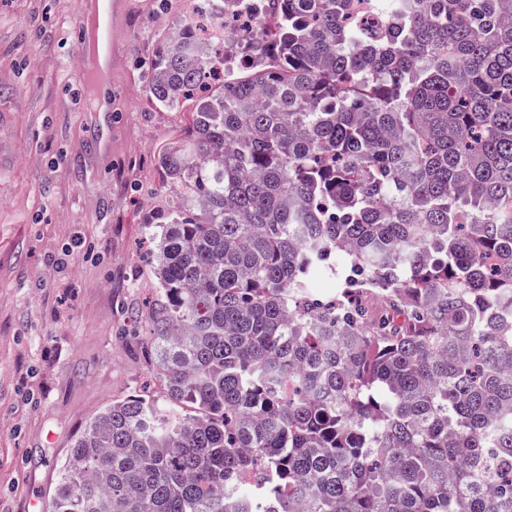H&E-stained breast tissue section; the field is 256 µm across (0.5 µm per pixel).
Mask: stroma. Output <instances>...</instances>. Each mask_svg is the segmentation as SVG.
<instances>
[{"mask_svg":"<svg viewBox=\"0 0 512 512\" xmlns=\"http://www.w3.org/2000/svg\"><path fill=\"white\" fill-rule=\"evenodd\" d=\"M82 0H0V512L54 486L86 422L139 387L160 393L129 308L154 297L146 222L171 196L158 153L183 124L149 93L176 0H119L109 155L74 26Z\"/></svg>","mask_w":512,"mask_h":512,"instance_id":"obj_1","label":"stroma"}]
</instances>
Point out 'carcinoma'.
I'll use <instances>...</instances> for the list:
<instances>
[{
  "instance_id": "1",
  "label": "carcinoma",
  "mask_w": 512,
  "mask_h": 512,
  "mask_svg": "<svg viewBox=\"0 0 512 512\" xmlns=\"http://www.w3.org/2000/svg\"><path fill=\"white\" fill-rule=\"evenodd\" d=\"M237 2L276 19L241 71L225 0L150 62L165 400L90 418L48 512H512V0Z\"/></svg>"
}]
</instances>
